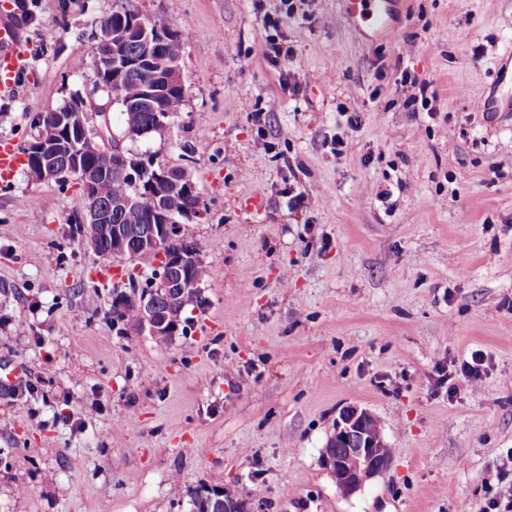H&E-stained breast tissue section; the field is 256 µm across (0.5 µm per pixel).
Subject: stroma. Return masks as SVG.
<instances>
[{
  "mask_svg": "<svg viewBox=\"0 0 512 512\" xmlns=\"http://www.w3.org/2000/svg\"><path fill=\"white\" fill-rule=\"evenodd\" d=\"M23 3L0 0L32 45L0 140L29 143L85 93L93 24L117 7L186 37L165 136L126 138L116 106L110 119L124 152L189 167L209 276L172 341L114 328L78 182L21 170L0 190V377L31 386L0 385V512H189L204 485L246 512H480L487 490L512 494V112L474 109L512 48V0H403L372 39L338 0H306L278 69L263 17L279 0ZM404 72L430 83L431 108ZM254 193L262 209L245 210ZM476 350L480 389L438 386ZM349 405L376 416L393 460L348 497L321 453Z\"/></svg>",
  "mask_w": 512,
  "mask_h": 512,
  "instance_id": "obj_1",
  "label": "stroma"
}]
</instances>
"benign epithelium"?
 <instances>
[{"label":"benign epithelium","instance_id":"7a95c632","mask_svg":"<svg viewBox=\"0 0 512 512\" xmlns=\"http://www.w3.org/2000/svg\"><path fill=\"white\" fill-rule=\"evenodd\" d=\"M147 48L162 43L163 34L151 31L143 16L119 22L112 15L96 21V44L92 59V76L96 90L106 93L107 100L94 106L100 117L95 128L88 125L87 99L73 96L60 109L38 119V133L27 146L31 164L28 174L37 180L68 182L76 180L84 185L85 196H90L94 181L100 174H118L143 184L154 193L157 210L148 223L133 229L127 224H112V208L128 209L133 199L122 193L109 206L87 204L76 219L80 224L82 240L92 252H97L101 239L110 243L112 258L126 259L147 255L157 260L152 273L135 284L134 298L140 310L139 322L133 329L152 336L179 335L184 326L183 313L189 306L197 309L204 305L203 281L196 271L203 266L201 252L183 237L184 227L196 224L203 216L201 196L187 169L174 171L153 155H126L120 147L107 149L111 106L121 104L115 91L122 74L131 67L145 69L151 80L145 87L141 107L153 110V121L148 125H131L126 130L129 138H139L152 132L164 134L171 114L159 105L164 90L182 85L180 63H166L146 52L137 59H129L124 52L130 39ZM114 76L109 85L99 80L103 73ZM84 155L99 159L98 170L82 166ZM194 198L191 207L181 205L182 200ZM178 292L179 305L161 308V300ZM392 452L383 437L376 417L366 408L351 405L343 408L321 455V463L330 470L337 487L347 496L360 491L370 479L385 473L391 465Z\"/></svg>","mask_w":512,"mask_h":512}]
</instances>
